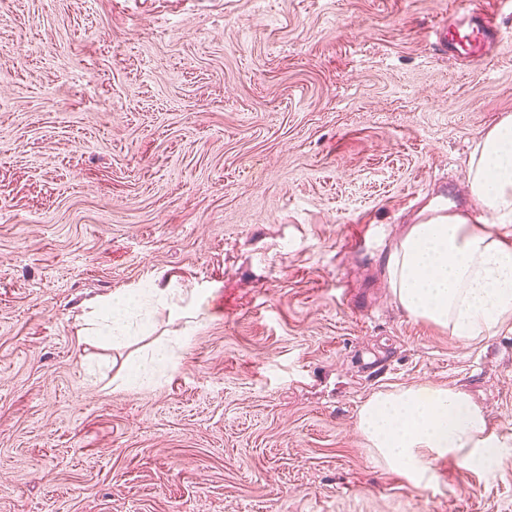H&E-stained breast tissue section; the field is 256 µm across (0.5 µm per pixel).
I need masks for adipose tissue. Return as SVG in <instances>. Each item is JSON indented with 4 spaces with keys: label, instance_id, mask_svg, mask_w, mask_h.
Masks as SVG:
<instances>
[{
    "label": "adipose tissue",
    "instance_id": "adipose-tissue-1",
    "mask_svg": "<svg viewBox=\"0 0 512 512\" xmlns=\"http://www.w3.org/2000/svg\"><path fill=\"white\" fill-rule=\"evenodd\" d=\"M470 208L409 225L389 252L391 294L410 317L462 340L492 336L512 320V246L496 227L512 222V115L494 124L469 156ZM199 320L195 301L173 282H153L129 296L111 294L86 314L83 335L121 343L144 334L156 314ZM356 427L373 455L427 484L434 460L477 466L496 448L485 409L463 391L416 386L373 392Z\"/></svg>",
    "mask_w": 512,
    "mask_h": 512
}]
</instances>
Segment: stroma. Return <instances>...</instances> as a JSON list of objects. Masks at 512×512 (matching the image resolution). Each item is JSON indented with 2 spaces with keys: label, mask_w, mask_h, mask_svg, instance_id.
I'll return each mask as SVG.
<instances>
[{
  "label": "stroma",
  "mask_w": 512,
  "mask_h": 512,
  "mask_svg": "<svg viewBox=\"0 0 512 512\" xmlns=\"http://www.w3.org/2000/svg\"><path fill=\"white\" fill-rule=\"evenodd\" d=\"M478 9L512 26L504 0H0V512H512V322L450 336L385 267L512 114V42L437 46ZM160 273L200 325L80 335ZM420 385L486 410L493 469L376 461L361 403ZM173 358L171 348L166 345L156 346L148 359L144 362H137L131 368V374L127 377L126 383H142L150 380L157 374L164 371Z\"/></svg>",
  "instance_id": "obj_1"
}]
</instances>
